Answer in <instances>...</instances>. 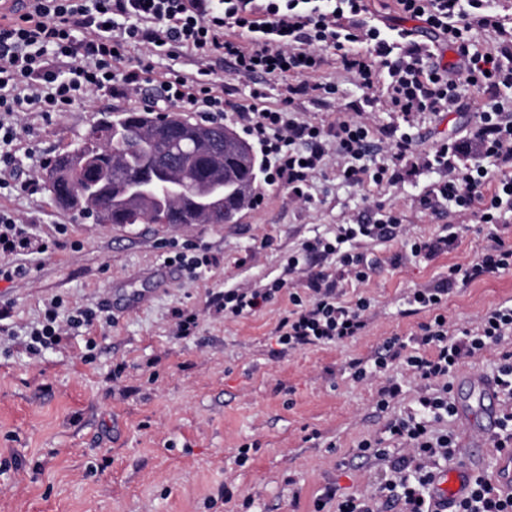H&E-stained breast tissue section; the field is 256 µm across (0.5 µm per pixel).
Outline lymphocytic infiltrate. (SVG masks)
<instances>
[{
  "instance_id": "1",
  "label": "lymphocytic infiltrate",
  "mask_w": 512,
  "mask_h": 512,
  "mask_svg": "<svg viewBox=\"0 0 512 512\" xmlns=\"http://www.w3.org/2000/svg\"><path fill=\"white\" fill-rule=\"evenodd\" d=\"M403 27L379 26L368 20L367 0H26L17 16L0 23V189L20 186L34 193V178H20L11 152L23 129L24 112L43 121L70 111L94 95L115 99L143 96L146 85L159 89L149 106L178 107L201 113L208 121L233 120L258 146L267 184L282 188L289 203H308L310 189L324 174L325 160L336 154L340 178L352 185L398 183L405 169H433L442 175L420 198L421 208L468 214L476 223H507L512 218V27H506L492 0H393ZM433 33L431 43L418 42L419 30ZM485 35L494 48L476 46ZM453 46L458 64H443L444 46ZM193 53L195 71L174 63ZM361 89H381L382 106L394 117L378 127L362 108L322 124L295 109L303 99L330 101L339 89L324 78L331 58ZM171 62L160 72V59ZM231 63L236 80L251 84L249 103L224 95V80L211 59ZM486 95L473 129L461 137L438 140L425 153L416 151L414 129L427 116L458 112L463 88ZM400 217L382 213L372 221L339 225L334 236H320L289 253L280 276L263 287L230 288L214 293L216 313L234 320L250 316L287 292L290 307L273 334L282 351L338 344L363 335L370 324L365 299H345V282L367 281L376 263L359 244L398 236ZM462 228L442 226L432 237L417 239L392 262L430 261L453 251ZM46 253L48 242L33 244L30 228L0 210V279L22 275L10 256L29 248ZM512 271V242L493 236L491 245L467 265H452L446 277L412 291L411 314L427 313L409 341L392 337L374 362L352 360V379L385 375L378 392L379 410L403 394L405 382L416 388L414 407L386 427L391 451L378 438L357 444V454L386 462L390 478L378 498L340 493L327 484L316 500L318 512L335 504L336 512H437L433 483L442 465L456 461L453 435L434 431V423L453 416L450 378L466 360L499 348L494 377L499 391L512 400V304L485 312L471 328H457L443 309L456 288ZM302 277L303 292L292 291ZM91 310L61 317L49 303L31 328L32 353L55 346L64 331L92 325ZM399 363L406 381L388 377ZM448 512H512V493L503 491L491 473H480L465 495L450 500Z\"/></svg>"
}]
</instances>
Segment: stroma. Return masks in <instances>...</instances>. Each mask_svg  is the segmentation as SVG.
Masks as SVG:
<instances>
[{"mask_svg": "<svg viewBox=\"0 0 512 512\" xmlns=\"http://www.w3.org/2000/svg\"><path fill=\"white\" fill-rule=\"evenodd\" d=\"M325 77L339 86L336 100L301 104L304 118L328 122L363 100L340 69L328 68ZM482 103L469 90L462 111L430 116L420 149L471 127ZM131 106L102 94L49 124L37 113L22 115L33 134L16 144V167L41 177L42 157L72 148L101 112ZM337 170L336 158L327 157L326 175L306 204H288L281 188L258 181L261 206L228 224H96L61 210L46 189L0 191V210L26 220L34 239L61 242L48 254L15 256L25 275L0 280V311L13 329L0 335V512H314L329 482L344 494L378 495L385 463L355 453L362 438L382 436L388 415L376 408L378 380L352 381L347 365L426 321L423 313L404 315L406 293L472 261L488 245V229L444 204L421 208L420 196L439 173L361 187L344 183ZM379 206L400 214L401 232L368 246L383 261L370 281L344 287L347 298L371 302L364 336L280 357L272 330L289 292L236 320L210 307L212 293L271 283L288 253ZM445 224L465 227L453 252L429 263L389 264L406 242ZM61 226L66 235H57ZM184 242L208 249L218 264L195 277L175 271L166 259ZM54 298L62 312L92 308L104 318L29 353L25 330ZM509 300L512 272L459 288L445 311L468 326ZM185 307L198 313L201 328L179 339L172 312ZM90 339L95 348H87ZM437 428L454 434L460 464L494 469L493 436H483L473 454L459 418ZM242 447L249 450L243 465Z\"/></svg>", "mask_w": 512, "mask_h": 512, "instance_id": "stroma-1", "label": "stroma"}]
</instances>
